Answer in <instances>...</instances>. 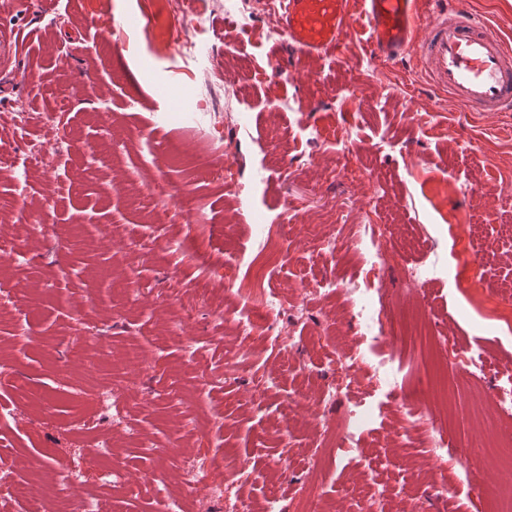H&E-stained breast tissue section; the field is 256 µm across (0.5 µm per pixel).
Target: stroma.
<instances>
[{
  "mask_svg": "<svg viewBox=\"0 0 512 512\" xmlns=\"http://www.w3.org/2000/svg\"><path fill=\"white\" fill-rule=\"evenodd\" d=\"M175 23L167 0H0V34L17 43L10 76L0 80V199L9 203L0 237L18 236L27 221L46 225L22 255L0 252V281L37 298L33 328L44 340L33 345L12 323L0 324V353L10 358L0 366V472L24 480L30 457L63 456L98 491L95 434L85 423L98 411L104 373L91 354L97 348L117 362L133 340L144 364L126 372L125 396L108 412L124 482L137 483L152 466L142 443L165 449L172 486L186 470L206 473L223 452L261 470L265 482L218 483L190 512H233L243 499L308 495L316 457L333 477L325 489L331 512H359L363 498L342 489L363 484L362 467L316 451L302 400L318 393L333 353L355 343L346 297L328 284L354 273L359 257L347 239L373 206L393 220L381 276L393 296H416L407 265L464 269L470 240L497 239L495 257L471 273L483 288L430 285L432 329L512 362V308L484 292L512 279V244L497 238L499 224L512 221V124L473 118L417 79L409 62L375 67L354 42L322 57L292 53L263 0H207L195 59L168 45ZM22 112L62 115L70 143L48 172L21 169L26 140L53 139L42 126L15 136ZM218 130L234 171L230 190L211 180ZM152 141L169 142L170 154H152ZM159 177L192 186L162 217L135 193ZM257 216L296 230L253 264L269 273L283 305L269 328L245 336L224 279L250 249ZM325 236L334 250L321 246ZM410 236L423 246H409ZM126 273L143 290L126 294ZM310 285L321 288L317 300L306 296ZM186 296L196 300L189 315L179 306ZM277 336L295 337L299 350L280 354ZM240 345L248 364L204 385L225 350ZM259 376L267 385L256 392ZM494 377L490 369L460 388L450 423L454 445L473 449L486 503L500 471L473 442L496 433L484 400ZM36 390L49 400L47 415L26 406ZM399 426L387 414L362 441L380 472L374 512H448L425 490L442 477L456 481L459 471L428 453L424 435L398 441ZM411 475L413 493L401 498L399 481Z\"/></svg>",
  "mask_w": 512,
  "mask_h": 512,
  "instance_id": "stroma-1",
  "label": "stroma"
}]
</instances>
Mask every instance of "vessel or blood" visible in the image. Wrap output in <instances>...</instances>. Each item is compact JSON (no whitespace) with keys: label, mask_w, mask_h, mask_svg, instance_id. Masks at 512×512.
<instances>
[{"label":"vessel or blood","mask_w":512,"mask_h":512,"mask_svg":"<svg viewBox=\"0 0 512 512\" xmlns=\"http://www.w3.org/2000/svg\"><path fill=\"white\" fill-rule=\"evenodd\" d=\"M277 24L295 52L320 56L345 41L385 67L407 57L465 112L512 113V38L468 0H279ZM434 23L419 37L423 19Z\"/></svg>","instance_id":"obj_1"}]
</instances>
